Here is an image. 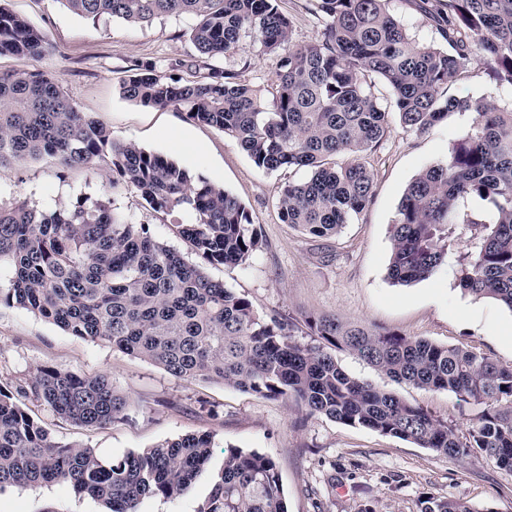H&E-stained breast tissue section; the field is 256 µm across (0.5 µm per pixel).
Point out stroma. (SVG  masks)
Masks as SVG:
<instances>
[{
    "label": "stroma",
    "instance_id": "obj_1",
    "mask_svg": "<svg viewBox=\"0 0 512 512\" xmlns=\"http://www.w3.org/2000/svg\"><path fill=\"white\" fill-rule=\"evenodd\" d=\"M293 22V39L312 41L321 25L316 0H277ZM50 39L40 58L1 55L0 71L39 70L60 78L80 110L106 126L116 141H133L175 160L191 174L222 187L249 210L262 235L261 248L239 265L205 264L206 274L248 299L255 312H279L295 319L335 314L380 332L468 348L512 366V310L489 298L465 293L454 269L442 267L407 286L387 276L392 224L409 182L445 159L473 122L456 112L428 132H406L392 120L366 160L374 173L375 195L328 244L309 239L279 218L280 187L305 179L306 171L259 170L237 140L216 128L186 119L175 108L144 107L124 99L119 84L135 64L151 62L158 75L197 80L206 73L188 32L194 20L166 16L139 25L118 18L84 19L60 0H6ZM387 8L420 42L440 43L435 22L417 0H388ZM214 66L237 74L258 95L276 78L278 60L250 40L214 59ZM449 94L512 100L476 66L448 87ZM114 198L153 238L194 252L173 232V218L154 212L132 190L112 193L104 177L83 168H65L41 158L17 162L0 175V199H20L50 211L77 198ZM336 360L353 377L394 392L467 433L482 407L447 391L399 384L345 351ZM41 366L94 377L107 376L124 398L123 416L100 428H82L46 408L28 404L54 439L118 458L179 437L210 433L211 467L223 450L235 447L271 456L280 474L289 512H418L422 494L461 499L482 512H512V473L474 455L452 460L389 435L350 427L309 414L294 400L266 399L210 381H180L161 367L124 354L111 345L71 336L52 322L15 305H0V384L12 385ZM212 487L209 474L173 500L144 499L139 512H195ZM0 512H105L103 504L75 494L65 483L8 487L0 491Z\"/></svg>",
    "mask_w": 512,
    "mask_h": 512
}]
</instances>
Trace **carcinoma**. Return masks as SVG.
I'll return each mask as SVG.
<instances>
[{
    "label": "carcinoma",
    "mask_w": 512,
    "mask_h": 512,
    "mask_svg": "<svg viewBox=\"0 0 512 512\" xmlns=\"http://www.w3.org/2000/svg\"><path fill=\"white\" fill-rule=\"evenodd\" d=\"M73 13L149 23L190 15L202 59L232 52L245 38L278 58L270 97H258L216 67L197 81L164 78L136 65L122 96L144 107H173L237 139L260 170L306 169L285 184L280 219L315 238L337 235L374 196L364 154L379 145L389 112L372 79L390 88L402 127L423 134L459 111L475 114L448 157L407 186L392 228L388 277L408 285L447 263L459 287L512 310V107L491 96L447 95L448 85L481 64L512 87V0H436L445 44L414 39L387 0H317L322 26L304 44L277 0H58ZM47 35L0 6V55L39 58ZM105 176L112 191L131 189L156 212L193 214L176 224L203 260L243 264L260 248L250 213L234 195L133 141L117 143L80 111L59 77L0 72V172L26 157ZM12 275L0 303L17 304L69 334L147 359L176 379L212 380L275 399L292 396L312 414L409 441L464 460L479 453L512 472V366L485 354L426 339L378 332L335 316L305 320L315 345L293 339L295 324L257 315L252 304L210 279L174 247L129 222L112 203L80 198L51 212L0 201V266ZM345 350L386 377L454 393L484 405L460 436L399 395L347 374L333 355ZM49 408L76 426L111 423L125 403L104 376L38 367L0 388V491L68 483L109 512H138L146 497L182 495L211 461L212 435H185L120 459L56 442L19 404ZM196 512H288L275 461L230 447ZM419 512H484L461 500L424 495Z\"/></svg>",
    "instance_id": "obj_1"
}]
</instances>
